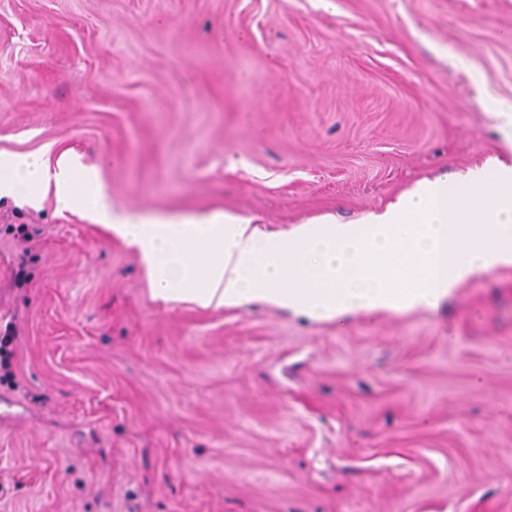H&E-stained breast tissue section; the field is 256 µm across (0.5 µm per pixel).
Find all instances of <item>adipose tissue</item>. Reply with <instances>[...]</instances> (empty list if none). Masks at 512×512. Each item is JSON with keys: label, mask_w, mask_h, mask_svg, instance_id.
I'll return each mask as SVG.
<instances>
[{"label": "adipose tissue", "mask_w": 512, "mask_h": 512, "mask_svg": "<svg viewBox=\"0 0 512 512\" xmlns=\"http://www.w3.org/2000/svg\"><path fill=\"white\" fill-rule=\"evenodd\" d=\"M498 192L470 210L487 182ZM81 212L136 250L165 302L202 308L260 301L336 318L363 309L431 306L460 282L512 264V166L471 171L465 184L442 176L419 184L383 212L339 224L327 218L269 233L224 211H114L98 170L62 155L0 154V197Z\"/></svg>", "instance_id": "adipose-tissue-1"}]
</instances>
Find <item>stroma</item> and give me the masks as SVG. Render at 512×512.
Returning <instances> with one entry per match:
<instances>
[{
    "mask_svg": "<svg viewBox=\"0 0 512 512\" xmlns=\"http://www.w3.org/2000/svg\"><path fill=\"white\" fill-rule=\"evenodd\" d=\"M512 0H0V153L290 232L512 163ZM0 512H512V265L316 319L152 296L0 199Z\"/></svg>",
    "mask_w": 512,
    "mask_h": 512,
    "instance_id": "1",
    "label": "stroma"
}]
</instances>
